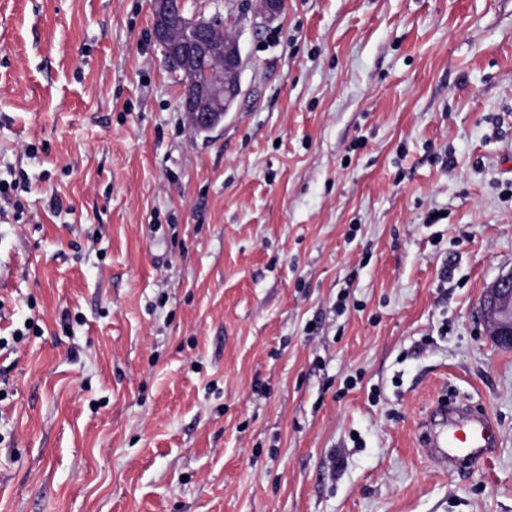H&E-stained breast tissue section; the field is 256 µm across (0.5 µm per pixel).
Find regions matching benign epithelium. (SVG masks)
<instances>
[{
    "label": "benign epithelium",
    "mask_w": 512,
    "mask_h": 512,
    "mask_svg": "<svg viewBox=\"0 0 512 512\" xmlns=\"http://www.w3.org/2000/svg\"><path fill=\"white\" fill-rule=\"evenodd\" d=\"M284 0H259L258 15L272 22ZM152 31L163 50L167 69L180 79L181 108L199 133L218 127L241 93L244 60L238 41L218 35L219 14L190 13L186 0H151ZM490 336L512 348V270L500 275L485 291L479 306Z\"/></svg>",
    "instance_id": "benign-epithelium-1"
}]
</instances>
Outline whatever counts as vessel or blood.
Wrapping results in <instances>:
<instances>
[{
    "instance_id": "1",
    "label": "vessel or blood",
    "mask_w": 512,
    "mask_h": 512,
    "mask_svg": "<svg viewBox=\"0 0 512 512\" xmlns=\"http://www.w3.org/2000/svg\"><path fill=\"white\" fill-rule=\"evenodd\" d=\"M442 418L439 430L425 429L422 443L436 449L443 464L476 463L484 459L498 445L497 431L487 415H472L462 407L440 405Z\"/></svg>"
}]
</instances>
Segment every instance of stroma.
<instances>
[{"mask_svg":"<svg viewBox=\"0 0 512 512\" xmlns=\"http://www.w3.org/2000/svg\"><path fill=\"white\" fill-rule=\"evenodd\" d=\"M221 2L204 138L150 0H0V512H512V0ZM479 310L490 336L498 344L512 348V270L491 283ZM438 412L442 418L441 429L433 432L427 426L422 432V443L427 448H437L441 463L474 464L497 447V431L489 416L471 415L465 408L446 404H441Z\"/></svg>","mask_w":512,"mask_h":512,"instance_id":"obj_1","label":"stroma"}]
</instances>
